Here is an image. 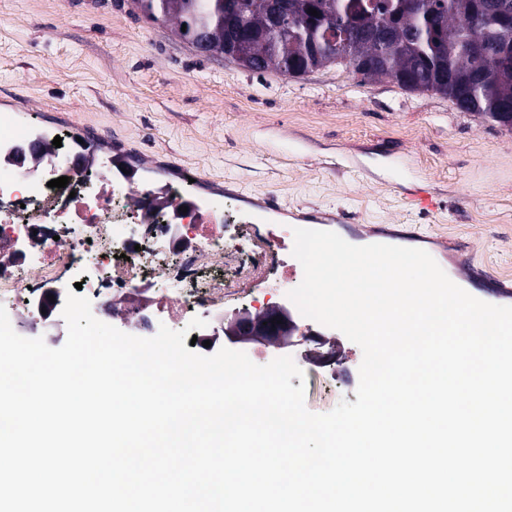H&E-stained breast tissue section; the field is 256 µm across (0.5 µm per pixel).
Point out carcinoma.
<instances>
[{"label":"carcinoma","instance_id":"cac0c4a2","mask_svg":"<svg viewBox=\"0 0 512 512\" xmlns=\"http://www.w3.org/2000/svg\"><path fill=\"white\" fill-rule=\"evenodd\" d=\"M293 26L283 33L269 26L268 0H136L152 21L176 20L179 36L193 39L201 29L211 53H227L231 32L259 33L245 71L298 77L338 66L354 77L389 80L409 92L447 97L460 112L482 115L512 129L503 108L512 100V71L491 66L512 43L501 36V19L512 15V0H424L417 13L403 0H291ZM319 12L315 17L309 9ZM329 38L349 43V50L324 57L315 48ZM480 44L484 53H472Z\"/></svg>","mask_w":512,"mask_h":512}]
</instances>
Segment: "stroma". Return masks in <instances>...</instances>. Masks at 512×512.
<instances>
[{"instance_id":"1","label":"stroma","mask_w":512,"mask_h":512,"mask_svg":"<svg viewBox=\"0 0 512 512\" xmlns=\"http://www.w3.org/2000/svg\"><path fill=\"white\" fill-rule=\"evenodd\" d=\"M1 110L62 137V152L78 139L94 148L97 176L131 164L136 192L173 186L216 204L243 248L291 223H253L256 203L272 196L298 212L344 211L333 230L352 244L388 231L394 245L472 268L470 290L484 302L497 303V283L512 287V130L446 97L362 84L333 66L252 74L199 55L132 0H0ZM420 188L434 209L410 203ZM295 262L278 250L266 287L225 289V303L254 313L280 305L300 283L288 275ZM307 330L341 345L332 370L305 361L310 338L292 346L307 409L356 402L361 348L317 321Z\"/></svg>"}]
</instances>
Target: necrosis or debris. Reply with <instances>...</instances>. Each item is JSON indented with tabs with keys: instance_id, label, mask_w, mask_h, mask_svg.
I'll return each mask as SVG.
<instances>
[{
	"instance_id": "obj_1",
	"label": "necrosis or debris",
	"mask_w": 512,
	"mask_h": 512,
	"mask_svg": "<svg viewBox=\"0 0 512 512\" xmlns=\"http://www.w3.org/2000/svg\"><path fill=\"white\" fill-rule=\"evenodd\" d=\"M59 168L39 180L11 172L0 176V205L13 220L0 225V299L25 305L33 316L64 305L69 290L97 303L121 297L145 283L169 284L181 307L180 318L199 317L222 328L228 315L224 294L212 277L254 275L223 234L200 237L197 207L171 215L147 211L130 223L124 201L130 187L85 172H70L67 187L52 186ZM39 266V279L28 271Z\"/></svg>"
}]
</instances>
